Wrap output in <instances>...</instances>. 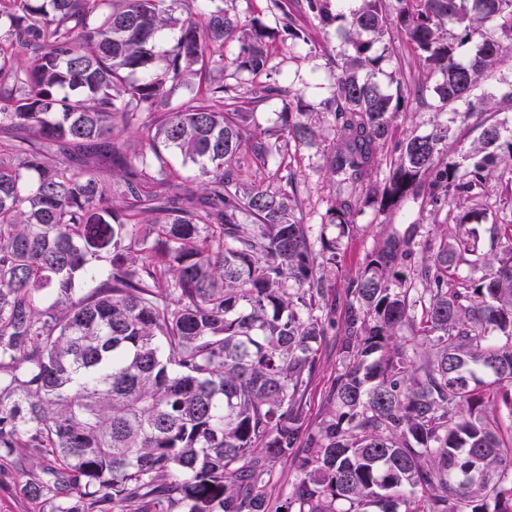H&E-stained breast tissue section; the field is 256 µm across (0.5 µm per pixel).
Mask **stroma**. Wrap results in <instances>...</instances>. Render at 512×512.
Wrapping results in <instances>:
<instances>
[{
    "label": "stroma",
    "mask_w": 512,
    "mask_h": 512,
    "mask_svg": "<svg viewBox=\"0 0 512 512\" xmlns=\"http://www.w3.org/2000/svg\"><path fill=\"white\" fill-rule=\"evenodd\" d=\"M229 12L238 14L243 23L259 20L273 29L267 41L269 69L258 75V82L273 80L292 86L300 93L313 112L319 126V143L313 147L295 148L281 145L266 160L244 159L239 167L241 182L249 185H272L277 178L292 176L296 187L298 206L295 217L308 226V240L315 254L319 270L324 276V299L319 310L330 325L316 346V369L304 393L307 427H316L323 419L328 395L340 369V340L345 333L347 290L353 279L364 270L372 253L389 234L405 233L409 225H417L418 240L437 236L445 228L449 215L463 216L477 210L480 218L470 229L479 253L500 250L501 241L491 239L489 229L494 224L512 221V182L492 177L485 193L476 200L461 199L454 210L434 209L419 199L408 198L392 210L380 211L373 206L357 209L351 224L340 226L329 223L325 217L334 195V187L325 176L324 156L335 142L336 130L329 114L335 93V79L328 70V59L344 60L352 55L350 44L336 34H324L308 9L291 0L297 25L305 33L304 39H292L277 29L268 0H224ZM381 55L375 81L388 93L397 86L417 82L434 84L435 76L422 68L404 38L381 39L373 45ZM512 90V48L508 49L495 71L473 90L474 96L491 97L494 104L481 114H470L467 101H459L448 111H435L433 96L411 100L405 112L395 122L391 139L377 150V164L370 180L383 182L389 163L398 155V145L406 137L429 134L441 125L450 131V146L466 150L478 140L484 125L494 123L504 131L512 132V108L501 104V97ZM26 463L15 460L0 476V512H45L47 505L24 495L23 471Z\"/></svg>",
    "instance_id": "35a3bbf8"
}]
</instances>
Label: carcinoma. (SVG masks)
I'll return each mask as SVG.
<instances>
[{
	"label": "carcinoma",
	"instance_id": "cac0c4a2",
	"mask_svg": "<svg viewBox=\"0 0 512 512\" xmlns=\"http://www.w3.org/2000/svg\"><path fill=\"white\" fill-rule=\"evenodd\" d=\"M197 2L0 0V126L20 133L0 149V464L26 457L23 491L49 512H512V440L495 414L512 405V224L492 226L507 245L483 255L462 219L436 243L388 236L351 283L341 370L306 430L322 277L293 182L234 178L242 152L263 160L272 145L244 129L241 86L209 78L233 40L239 70L266 72L270 33L224 0ZM269 2L300 37L287 0ZM305 2L354 51L336 65L330 222L421 195L451 213L493 171L512 178V136L498 125L464 167L446 159L439 128L406 138L385 182L363 194L395 118L425 94L419 83L383 93L372 80L382 58L363 34L405 36L442 75L444 110L508 49L483 24L511 39L512 0ZM251 94L281 101L286 140L318 143L299 93L273 82ZM135 121L147 134L132 150L114 133ZM52 146L95 160L73 166ZM172 155L196 166L204 198ZM462 264L481 276L454 278ZM478 371L495 376L485 389ZM302 444L276 508L273 471Z\"/></svg>",
	"mask_w": 512,
	"mask_h": 512
}]
</instances>
